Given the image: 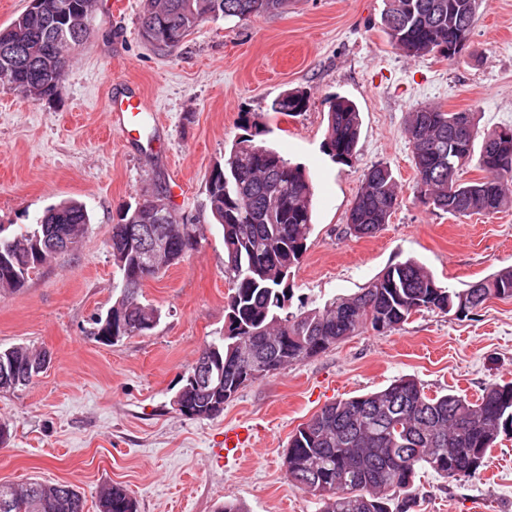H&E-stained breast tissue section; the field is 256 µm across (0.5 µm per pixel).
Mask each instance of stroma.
<instances>
[{
  "instance_id": "obj_1",
  "label": "stroma",
  "mask_w": 512,
  "mask_h": 512,
  "mask_svg": "<svg viewBox=\"0 0 512 512\" xmlns=\"http://www.w3.org/2000/svg\"><path fill=\"white\" fill-rule=\"evenodd\" d=\"M145 0H97L91 36L70 55L55 96L24 97L0 86V224L35 223L51 205L76 200L90 215L80 247L0 295V348L52 355L27 387L0 391V483L37 480L78 489L84 512L123 485L138 512H319L293 486L284 456L290 436L325 404L415 379L428 395L476 400L512 380V299L462 313L421 311L396 330L364 328L324 353L257 380L221 414L192 418L173 399L200 350L224 332L229 283L224 239L207 181L242 135L243 113L267 127L259 145L302 166L314 212L306 251L291 275L292 309L351 295L389 265L415 258L443 286L462 290L512 266V207L456 218L414 194L404 126L408 112L435 105L477 113L479 126L512 125V0H482L455 59L413 58L390 42L384 0H288L282 12L202 21L182 44L160 52L142 37ZM139 88L152 110L137 139L110 127L111 91ZM308 93L304 112L272 113L282 92ZM360 111L352 165L324 148L329 102ZM391 167L399 204L372 237L349 234L347 217L366 170ZM164 193L200 237L183 261L145 281L142 302L162 311L151 332L112 345L96 340L119 274L109 237L120 209ZM254 429L240 462L218 451L225 429ZM407 512H512V435L502 434L486 468L450 481L419 470Z\"/></svg>"
}]
</instances>
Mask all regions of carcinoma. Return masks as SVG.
I'll list each match as a JSON object with an SVG mask.
<instances>
[{
  "mask_svg": "<svg viewBox=\"0 0 512 512\" xmlns=\"http://www.w3.org/2000/svg\"><path fill=\"white\" fill-rule=\"evenodd\" d=\"M287 0H148L140 17L142 36L157 50L179 46L208 16L245 20L280 10ZM384 25L392 44L409 57L439 54L452 59L466 38L479 0H385ZM94 0H41L36 12L24 11L0 29V86L41 99L53 95L63 80L67 52L87 41ZM307 93L285 91L272 112L292 116L305 111ZM470 131L462 136L458 120ZM240 137L224 163L208 179L211 214L224 233V272L229 284L224 334L203 348L221 374L210 392H185L195 417H214L224 403L267 365L284 370L301 361L304 346L320 354L369 326L395 330L422 310L449 313L476 310L491 298L512 299V268L499 271L463 290L444 288L414 259L389 266L359 292L323 307L288 311L292 288L278 276L296 267L312 230L313 190L304 170L274 149L262 154L246 145L262 134L263 125L244 113ZM361 118L357 106L335 98L328 112L325 150L333 161L348 165L357 156ZM405 132L416 172L414 192L423 202L453 217L493 214L512 206V125L484 132L477 164L485 176L462 181L459 173L474 155V113L445 112L423 105L409 112ZM398 204L397 183L383 163L368 168L348 224L362 227L356 237H371L386 224ZM90 222L84 205L62 202L45 210L35 227L18 234L0 225V254L9 256L10 281L0 292H17L30 275L51 260L37 254L35 242L47 233L81 234ZM152 224L170 233L173 253L162 258L148 277L180 262L197 240H183L169 208L146 199L127 206L112 225V240L126 239L130 227ZM136 266L124 257L119 298L126 304L130 326L144 335L159 323L158 309L139 300L141 281L124 278ZM250 350V357L240 350ZM13 356L19 383L30 384L26 363L38 352L26 346L0 349ZM512 429V381L493 383L470 401L454 393L429 396L417 381L401 378L387 388L340 399L322 407L301 424L288 442L284 465L288 478L311 493L320 512H391L390 503L412 500L416 470L427 467L458 481L475 476L499 435ZM47 490L40 506L29 502L32 487ZM12 498L14 512H83L79 492L65 483L38 481L16 487L0 483V499ZM100 512H137L136 502L120 484L104 488Z\"/></svg>",
  "mask_w": 512,
  "mask_h": 512,
  "instance_id": "obj_1",
  "label": "carcinoma"
}]
</instances>
